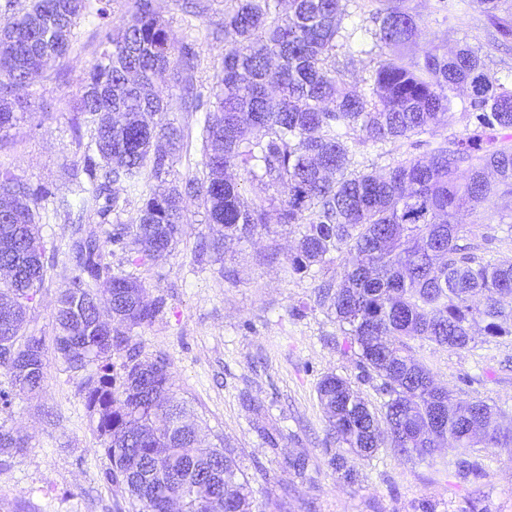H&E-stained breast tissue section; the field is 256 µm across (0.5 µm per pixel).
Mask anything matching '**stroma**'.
<instances>
[{"mask_svg":"<svg viewBox=\"0 0 512 512\" xmlns=\"http://www.w3.org/2000/svg\"><path fill=\"white\" fill-rule=\"evenodd\" d=\"M417 16V43L408 54L450 53L469 46L487 73L512 80V42L498 39L478 0H405ZM344 26L357 36L337 47L329 65L346 71L365 88L382 52L373 31L368 0H354ZM65 60L50 63L21 90L30 115L0 132V166L32 187L64 193L75 157L77 100L101 48L96 24L81 20ZM159 88L171 104L167 121L189 134L164 179L167 185L201 175L200 115L181 111L179 86L165 73ZM447 122L421 134L420 146L396 141L361 145L355 169L384 171L402 153H425L426 142L453 139L470 126L463 108L466 91ZM462 243L478 246L480 256L512 260V196L494 197L457 216ZM219 232L204 211L189 204L177 243L163 258L138 260L114 250L113 270L141 280L150 297L165 308L153 324L134 329L143 357L167 359L174 389L194 413L207 442L223 443L248 482L255 512H416L421 501L435 512H462L478 502L481 512H512V457L489 447L483 454L488 475L477 484L455 478L454 452L444 448L422 461L406 460L390 446L372 459L349 456L357 474L346 483L328 465L337 444L330 437L317 385L333 373L350 382L371 409L384 401L380 379L366 377L356 345L323 302V284L339 283L344 253L313 266L310 273L286 276L283 267L299 238L297 227L271 224L249 242H226L215 253ZM61 281L48 273L29 312L28 328L52 339L53 308ZM414 353L435 382L462 398H480L503 410L512 422V336L470 349H448L413 341ZM0 425L21 430L28 447L0 470V512H129L130 505L107 483L109 460L92 430L85 398L76 379L50 362L42 394L15 401L0 412ZM308 459L305 474L289 462Z\"/></svg>","mask_w":512,"mask_h":512,"instance_id":"1","label":"stroma"}]
</instances>
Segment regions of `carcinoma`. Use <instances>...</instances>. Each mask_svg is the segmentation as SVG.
<instances>
[{"label": "carcinoma", "instance_id": "1", "mask_svg": "<svg viewBox=\"0 0 512 512\" xmlns=\"http://www.w3.org/2000/svg\"><path fill=\"white\" fill-rule=\"evenodd\" d=\"M111 0H16L0 5V132L16 126V110L30 105L17 90L51 58L67 56L80 20L99 19L102 51L91 65L78 109L87 127L78 135L69 195L52 197L0 168V303L12 320L0 327V412L15 399L43 390L48 353L79 379L85 405L103 441L107 483L127 496L132 512H252L247 482L236 462L204 447L200 425L174 392L169 363L144 360L133 329L153 323L164 301L146 299V287L112 274L105 243L133 248L140 258L170 252L188 202L205 211L224 237L249 241L278 224L302 226L287 272L307 273L327 255L347 251L341 283L323 297L358 346L364 371L381 380L384 413L372 411L350 382L325 375L317 387L338 448L328 461L353 481L347 455L370 457L384 442L403 456L424 460L443 447L456 450L462 481L486 476L479 449H509L512 428L486 401L455 397L434 384L430 368L410 346L429 341L467 349L483 325L485 342L512 336V260L475 256L458 244L456 215L498 193L512 195V86L491 79L469 48L451 56L426 51L379 64L369 93L346 87L345 72L327 66L344 37L341 21L352 0H225L224 26L209 33L225 40L215 88L195 84L199 55L192 42L175 46L155 0H131L124 24L110 27ZM374 36L400 50L413 43L418 21L404 0H371ZM504 0H479L503 40L512 23L500 21ZM182 10L204 17L210 0H183ZM175 70L180 109L204 113L201 151L206 174L163 192L152 180L172 167L182 130L166 121L168 102L155 77ZM470 87L472 129L437 142L423 155L403 154L383 173L352 171L356 147L410 140L448 119L454 91ZM242 172L261 194L248 201ZM139 192L133 224L106 241L83 229V215L106 223L120 193ZM77 226L68 243L56 299L52 348L28 332L31 304L56 267L39 233L42 202ZM123 359L114 376V357ZM27 447L19 430L0 425V455Z\"/></svg>", "mask_w": 512, "mask_h": 512}]
</instances>
